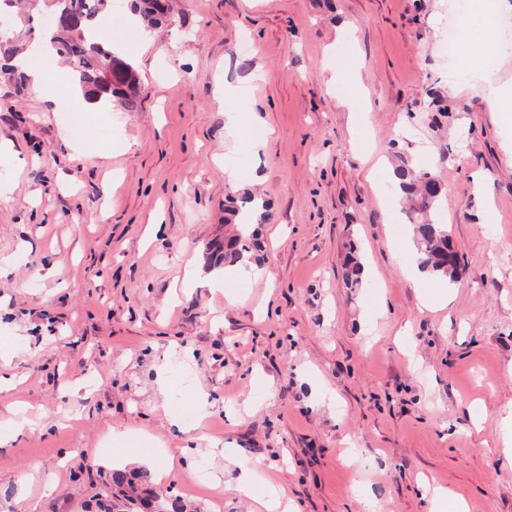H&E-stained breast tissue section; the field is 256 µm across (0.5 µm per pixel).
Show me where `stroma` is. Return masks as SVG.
Wrapping results in <instances>:
<instances>
[{
  "label": "stroma",
  "mask_w": 512,
  "mask_h": 512,
  "mask_svg": "<svg viewBox=\"0 0 512 512\" xmlns=\"http://www.w3.org/2000/svg\"><path fill=\"white\" fill-rule=\"evenodd\" d=\"M486 2L175 0L149 32L123 6L105 32L141 104L99 120L44 54L47 96L0 81V344L25 348L0 358V512H98L117 469L197 512H259L243 463L299 512H430L429 484L512 512V124L443 45L458 12L468 49L512 23ZM398 154L441 184L457 282L401 272ZM250 196L275 281L210 280L226 200Z\"/></svg>",
  "instance_id": "1"
}]
</instances>
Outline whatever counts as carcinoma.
Listing matches in <instances>:
<instances>
[{
	"label": "carcinoma",
	"instance_id": "cac0c4a2",
	"mask_svg": "<svg viewBox=\"0 0 512 512\" xmlns=\"http://www.w3.org/2000/svg\"><path fill=\"white\" fill-rule=\"evenodd\" d=\"M30 13L20 17L21 23L33 19L32 12H50L59 17L50 30L53 53L67 63L90 100L100 99L124 112H135L140 105L141 80L138 71L112 47L91 32L92 23L100 20L112 8V0H28ZM133 12L143 20L146 29L153 30L169 20L170 0H133ZM42 40L24 46L16 44L12 35L0 36V76L21 94L29 89V79L20 65L12 61L27 49H36ZM395 185L400 193L414 202L413 210L420 218L411 222L417 248L418 267L424 273L441 276L453 283L457 279L459 259L448 225L436 215L441 187L424 168H416L405 157H399L394 166ZM252 242L247 235H239L226 242L224 263L233 265L248 254ZM362 267L357 248L352 245L344 262L343 277L355 288L361 283ZM116 491L112 497L149 508L155 489L141 482V476L123 471L112 473Z\"/></svg>",
	"mask_w": 512,
	"mask_h": 512
}]
</instances>
